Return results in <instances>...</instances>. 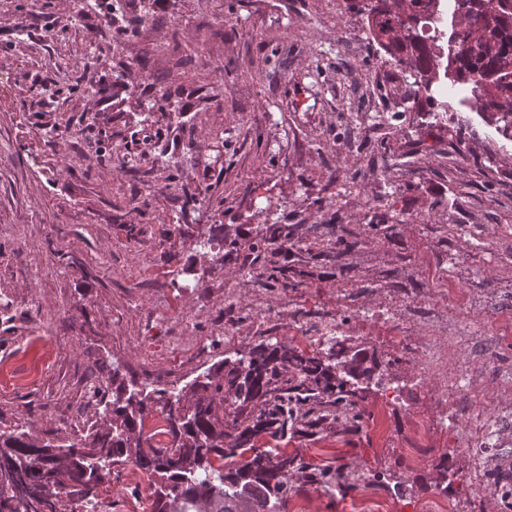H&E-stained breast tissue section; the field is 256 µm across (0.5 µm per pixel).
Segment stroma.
Returning <instances> with one entry per match:
<instances>
[{
    "mask_svg": "<svg viewBox=\"0 0 512 512\" xmlns=\"http://www.w3.org/2000/svg\"><path fill=\"white\" fill-rule=\"evenodd\" d=\"M450 102L466 130L433 126L345 0H0V431L70 441L104 359L178 390L338 322L397 402L369 384L361 421L257 445L385 479L296 473L288 512H440L444 453L457 512H512V141ZM279 266L291 289L262 286ZM154 482L122 470L98 512H150ZM310 478L315 477L316 481L329 488H342L346 486L357 487L358 482L367 483L370 480H378L381 475L378 473L371 474L369 470L359 471L352 468L349 464L339 465L336 470L317 469L316 472L311 473ZM368 482L367 484H369Z\"/></svg>",
    "mask_w": 512,
    "mask_h": 512,
    "instance_id": "35a3bbf8",
    "label": "stroma"
}]
</instances>
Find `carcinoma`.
Here are the masks:
<instances>
[{"label": "carcinoma", "mask_w": 512, "mask_h": 512, "mask_svg": "<svg viewBox=\"0 0 512 512\" xmlns=\"http://www.w3.org/2000/svg\"><path fill=\"white\" fill-rule=\"evenodd\" d=\"M466 11L457 47L445 51L444 0H368L348 8L362 17L369 40L409 69L410 94L425 96L431 112H448L432 95L443 76L468 86L459 100L512 138V0H451ZM328 349L306 354L287 343L261 344L213 364L178 393H148L93 387L98 419L69 444L33 436L25 424L0 432V512H72L96 507L112 469L135 466L158 485L151 512H286L292 497L289 471L295 457L277 450L253 455L224 469L263 433L283 435L288 427L315 426L330 417L360 419L359 383L381 384L383 373L368 364L367 352L327 337ZM163 414L166 444L144 437L145 417ZM249 424L240 421L243 413ZM316 481L329 488L357 486L381 475L348 464L318 469Z\"/></svg>", "instance_id": "1"}]
</instances>
